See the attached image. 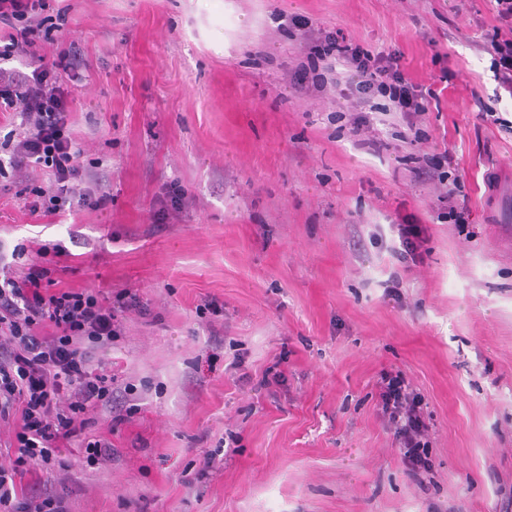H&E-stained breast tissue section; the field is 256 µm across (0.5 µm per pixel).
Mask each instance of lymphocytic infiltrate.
<instances>
[{
	"label": "lymphocytic infiltrate",
	"mask_w": 512,
	"mask_h": 512,
	"mask_svg": "<svg viewBox=\"0 0 512 512\" xmlns=\"http://www.w3.org/2000/svg\"><path fill=\"white\" fill-rule=\"evenodd\" d=\"M500 21L484 51L493 57L504 85L512 88V0H495ZM46 0H0V23L9 31L0 40V112L21 115V128L0 139V180L27 185V207L50 216L70 205L77 193L79 159L69 133L70 102L65 79L76 78V55L61 51L48 64L26 73L10 67L18 55H35L65 22L64 11L49 15ZM400 52L372 54L343 39L314 40L299 82L326 87L327 72L344 68L335 82L361 93L387 97L409 134L422 138L417 125L436 89L411 80ZM42 171L47 183L30 177ZM28 248L11 251L18 267L0 270V422L12 426L0 448V512H67L64 496L44 482L66 465L64 454L80 444L88 466L110 455L112 444L92 433L95 416L111 406L116 392L105 367L93 366L92 348L108 349L122 331V315L134 301L120 293L108 297L86 288L59 285L54 275L61 244L43 246L42 258L26 262ZM379 407L404 462L412 473L429 468L428 426L423 403L398 375L383 374Z\"/></svg>",
	"instance_id": "obj_1"
}]
</instances>
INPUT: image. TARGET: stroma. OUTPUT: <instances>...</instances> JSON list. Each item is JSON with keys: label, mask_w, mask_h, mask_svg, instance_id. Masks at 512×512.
I'll return each instance as SVG.
<instances>
[{"label": "stroma", "mask_w": 512, "mask_h": 512, "mask_svg": "<svg viewBox=\"0 0 512 512\" xmlns=\"http://www.w3.org/2000/svg\"><path fill=\"white\" fill-rule=\"evenodd\" d=\"M48 2L81 57L70 131L98 204L34 217L9 184L0 245L62 244L66 284L140 301L96 353L123 402L97 414L113 454L92 469L71 450L50 481L70 512H512V94L481 49L494 0ZM310 31L399 50L439 91L424 140L378 121L373 151L349 133L356 90H294ZM444 151L461 178L446 204L417 163ZM404 222L422 227L413 260ZM384 369L424 402L416 478L379 410Z\"/></svg>", "instance_id": "1"}]
</instances>
